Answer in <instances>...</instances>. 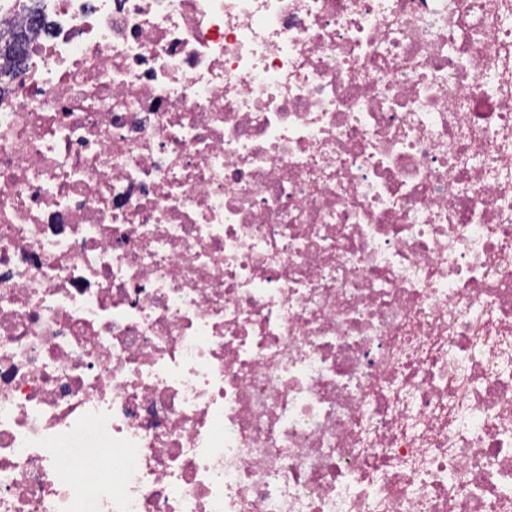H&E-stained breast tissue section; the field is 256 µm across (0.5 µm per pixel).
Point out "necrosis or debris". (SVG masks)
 Returning <instances> with one entry per match:
<instances>
[{
  "instance_id": "1",
  "label": "necrosis or debris",
  "mask_w": 512,
  "mask_h": 512,
  "mask_svg": "<svg viewBox=\"0 0 512 512\" xmlns=\"http://www.w3.org/2000/svg\"><path fill=\"white\" fill-rule=\"evenodd\" d=\"M15 2L0 512H512V0Z\"/></svg>"
}]
</instances>
